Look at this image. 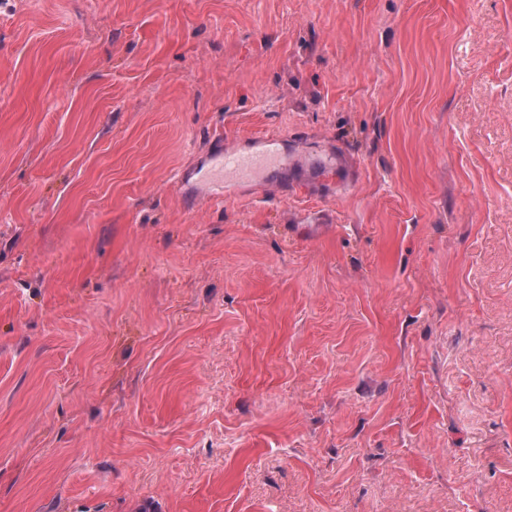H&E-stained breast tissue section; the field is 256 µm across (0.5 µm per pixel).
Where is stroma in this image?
I'll use <instances>...</instances> for the list:
<instances>
[{
	"label": "stroma",
	"mask_w": 512,
	"mask_h": 512,
	"mask_svg": "<svg viewBox=\"0 0 512 512\" xmlns=\"http://www.w3.org/2000/svg\"><path fill=\"white\" fill-rule=\"evenodd\" d=\"M0 512H512V0H0ZM255 147L261 149L241 153H221L215 158V172L225 175L244 177L259 170H265V174H272V181L282 171L295 164V160L288 153L278 152L272 145L278 140L266 135L251 137Z\"/></svg>",
	"instance_id": "obj_1"
}]
</instances>
